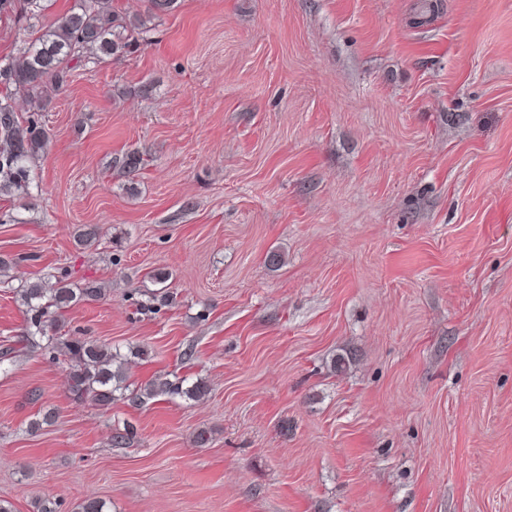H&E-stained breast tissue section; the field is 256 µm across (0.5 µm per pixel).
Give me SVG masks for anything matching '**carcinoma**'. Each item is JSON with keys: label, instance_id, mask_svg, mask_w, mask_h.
<instances>
[{"label": "carcinoma", "instance_id": "cac0c4a2", "mask_svg": "<svg viewBox=\"0 0 512 512\" xmlns=\"http://www.w3.org/2000/svg\"><path fill=\"white\" fill-rule=\"evenodd\" d=\"M44 0H0V18L27 21L43 17ZM147 32L146 20L128 18L112 7L111 0H76L42 36L28 44L19 56L0 64V192L29 193L28 163L44 149L47 132L41 112L49 86L61 88L69 73V62L86 55L98 59L118 58L136 47ZM30 105L27 116L17 109V98ZM26 306V340L47 339L45 350L53 361L66 362L65 379L69 391L80 401L107 407L126 380L123 363L112 348L81 336L62 339L51 336L60 313L79 301L96 300L101 289L89 284L72 288L65 277L45 287L30 283L18 290ZM207 386L198 382L189 389L168 379L154 381L144 394L202 397ZM78 512H110L107 503L90 494L78 504Z\"/></svg>", "mask_w": 512, "mask_h": 512}]
</instances>
